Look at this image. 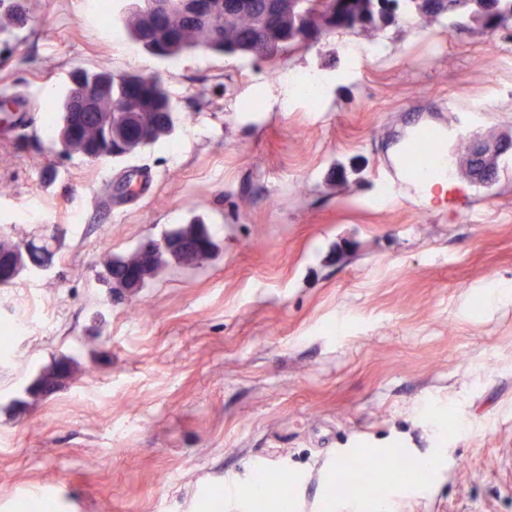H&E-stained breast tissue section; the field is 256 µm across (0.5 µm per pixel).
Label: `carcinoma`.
Masks as SVG:
<instances>
[{
	"label": "carcinoma",
	"instance_id": "obj_1",
	"mask_svg": "<svg viewBox=\"0 0 512 512\" xmlns=\"http://www.w3.org/2000/svg\"><path fill=\"white\" fill-rule=\"evenodd\" d=\"M308 0H300L297 10L288 13L282 21V28L288 30V41L267 42L266 31L258 29L254 24V14L238 16L235 25L221 31V39L229 41H245L253 43V58L260 60L271 55L282 57L291 52L295 44L294 37L318 24H324L337 31L361 32L368 30L381 31L396 20L397 14H419L428 9L431 0H353L348 8L336 9V5L328 3L321 13L313 15L307 8ZM441 12L434 18L449 19L448 35L458 38L474 27H479L489 34L499 30L512 28V0H439ZM123 29L128 37L142 49L152 55L164 53L170 59L199 49L196 27L186 24L182 19L175 18L166 37H155L144 34L136 28L132 14L123 17ZM94 74L112 79V133L122 130L126 116H136L139 126L143 129L145 145H153L171 136L175 130V116L164 111L166 102L172 100L163 78L158 75L139 72H114L106 63L98 65ZM139 81L145 90L140 99H129L124 85L128 80ZM76 89L68 85L60 91L55 100L46 103L45 112L53 132H61L77 120L74 112L73 98ZM163 237L173 240L176 246L168 251H157L148 257L139 250L124 256L107 255L105 266L112 288L118 292L127 289V273L136 271L143 280L154 279L161 271L176 264L179 266L197 267L212 258L217 250L207 225L198 222L180 224L165 232ZM70 365L60 361L40 370L26 388L31 396H40L49 389L61 384L63 377L69 375ZM367 472H357L349 463L341 467L336 475L333 494L345 495L355 486V480L366 481Z\"/></svg>",
	"mask_w": 512,
	"mask_h": 512
}]
</instances>
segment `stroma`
<instances>
[{
    "label": "stroma",
    "instance_id": "1",
    "mask_svg": "<svg viewBox=\"0 0 512 512\" xmlns=\"http://www.w3.org/2000/svg\"><path fill=\"white\" fill-rule=\"evenodd\" d=\"M123 0H0V241L64 234L47 273L0 285V512H271L257 470L284 474L289 512H512V150L490 185L462 146L512 137V31L449 39L399 16L336 32L277 66L199 50L165 64L115 42ZM161 74L173 135L120 161L64 155L43 106L71 70ZM314 72L317 100L279 96ZM442 128L444 199L402 179L399 149ZM135 174L139 193L114 191ZM203 217L219 246L133 295L103 281L126 253ZM71 379L25 389L55 356ZM353 448L398 453L371 486L332 494ZM432 459L430 482L416 462Z\"/></svg>",
    "mask_w": 512,
    "mask_h": 512
}]
</instances>
